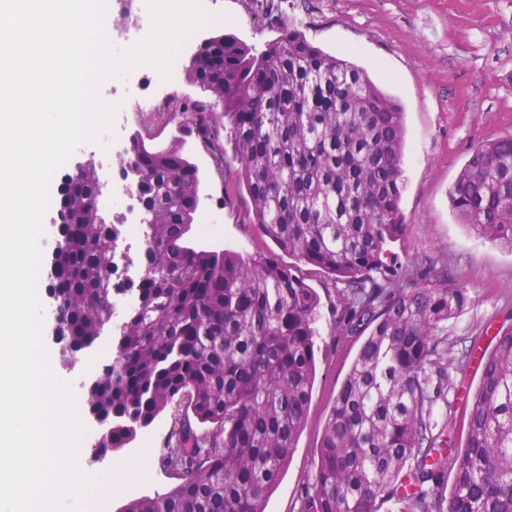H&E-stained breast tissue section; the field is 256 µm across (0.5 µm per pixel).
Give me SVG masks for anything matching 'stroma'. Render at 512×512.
I'll return each mask as SVG.
<instances>
[{
  "instance_id": "obj_1",
  "label": "stroma",
  "mask_w": 512,
  "mask_h": 512,
  "mask_svg": "<svg viewBox=\"0 0 512 512\" xmlns=\"http://www.w3.org/2000/svg\"><path fill=\"white\" fill-rule=\"evenodd\" d=\"M224 20L202 28L201 37L229 33L262 48L284 22L297 20L306 39L322 50L364 67L405 112L407 144L402 201L405 232L391 249L399 265L424 267L431 258L447 263L448 275L467 290L464 306L439 333L448 350L453 389L448 428L456 447L467 441L465 393L475 391L481 369L472 352L486 349L497 329L512 326V252L475 236L452 211L448 192L464 168L472 145L512 135V0H220ZM186 77L166 90V106L130 115L129 132L146 145H168L181 137L186 155L202 175L201 208L219 210L223 236L191 232L192 245L231 250L242 257L275 256L316 289L322 306L317 377L307 421L267 502L266 512H298L302 483L317 466L318 447L336 395L366 334L350 331L334 314L339 290L313 266L280 252L253 222L251 200L239 183L233 153L217 168L194 136L179 133L181 100L202 98ZM179 414L169 407L141 430L128 448L108 454L90 474L103 478L119 462L147 450L151 483L139 495L168 490L172 473L159 455ZM153 438L152 448L143 441Z\"/></svg>"
}]
</instances>
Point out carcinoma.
Here are the masks:
<instances>
[{
    "label": "carcinoma",
    "mask_w": 512,
    "mask_h": 512,
    "mask_svg": "<svg viewBox=\"0 0 512 512\" xmlns=\"http://www.w3.org/2000/svg\"><path fill=\"white\" fill-rule=\"evenodd\" d=\"M185 75L214 100L171 111L221 165L210 116L222 108L254 223L342 284L340 323L368 330L299 512H379L391 500L398 512H512V327L481 356L459 450L435 420L448 406L438 332L465 290L445 263L416 276L393 268L390 246L405 227L400 104L366 69L313 46L295 20L258 53L233 35L207 37ZM130 142L146 220L140 275L129 281L138 298L86 389V411L107 425L90 457L122 450L175 403L182 414L159 462L178 483L120 512H265L307 420L320 297L269 257L191 246L199 167L176 143ZM67 178L48 289L71 367L111 323L112 293L124 284L112 261L121 229L101 216L99 178L87 167ZM449 199L462 223L512 251V136L475 145Z\"/></svg>",
    "instance_id": "carcinoma-1"
}]
</instances>
